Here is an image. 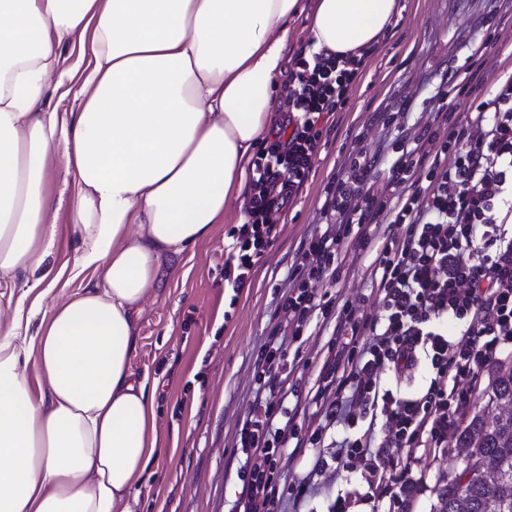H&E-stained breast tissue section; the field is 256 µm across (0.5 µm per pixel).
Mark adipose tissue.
Segmentation results:
<instances>
[{
  "label": "adipose tissue",
  "mask_w": 512,
  "mask_h": 512,
  "mask_svg": "<svg viewBox=\"0 0 512 512\" xmlns=\"http://www.w3.org/2000/svg\"><path fill=\"white\" fill-rule=\"evenodd\" d=\"M299 0H0V512H116L157 454L155 410L129 359L170 263L223 223L272 124ZM399 0H317L314 50L376 43ZM90 58L61 68L62 45ZM57 72L60 107L46 108ZM70 177L72 278L59 305V228L43 191ZM101 279V271H87L80 278L70 280V275L66 271L59 279L55 288L47 293L42 301L44 308L60 303L67 299L73 292L77 291L80 286L99 283Z\"/></svg>",
  "instance_id": "obj_1"
}]
</instances>
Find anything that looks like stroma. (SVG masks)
Returning <instances> with one entry per match:
<instances>
[{
    "label": "stroma",
    "mask_w": 512,
    "mask_h": 512,
    "mask_svg": "<svg viewBox=\"0 0 512 512\" xmlns=\"http://www.w3.org/2000/svg\"><path fill=\"white\" fill-rule=\"evenodd\" d=\"M403 11L371 50L331 116L307 182L280 221L281 233L257 266L251 287L234 292L224 279V244L245 219L230 200L211 236L183 253L137 320L131 368L148 374L155 404L158 454L127 500L129 512H231L236 478V423L253 398L256 354L277 325L275 309L288 290V270L303 239L334 223L323 210L326 191L358 153L390 152L393 129L381 112L410 111L429 122L432 96L444 75L473 74L448 87L456 117L486 98L512 72V0H400ZM345 265L327 290L342 299L367 293L372 262L346 241Z\"/></svg>",
    "instance_id": "stroma-1"
}]
</instances>
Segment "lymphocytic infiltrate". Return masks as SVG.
<instances>
[{
	"label": "lymphocytic infiltrate",
	"instance_id": "f902f5d3",
	"mask_svg": "<svg viewBox=\"0 0 512 512\" xmlns=\"http://www.w3.org/2000/svg\"><path fill=\"white\" fill-rule=\"evenodd\" d=\"M364 55L297 54L281 84L280 118L256 152L244 206L245 224L226 247L224 278L250 287L254 269L278 237V222L307 181L322 124L347 104ZM447 105L402 138L387 165L389 193L369 180L381 157L351 161L325 200L340 221L311 235L295 256L281 304L286 335L271 334L258 354L254 399L238 425L236 512H281L275 478L289 446L312 449L306 475L291 484L295 501L311 498L314 480L347 472L358 485L327 498V512H414L429 474L400 462V449L447 448L468 417L481 373L512 345V76L455 123ZM373 251L365 271L379 317L358 316L352 302L333 312L322 287L335 278L342 245ZM336 315L332 345L299 420L291 347H302L313 317ZM462 328L449 331V320ZM428 365L426 387L394 391L387 372ZM344 426L341 443L330 430Z\"/></svg>",
	"mask_w": 512,
	"mask_h": 512
}]
</instances>
